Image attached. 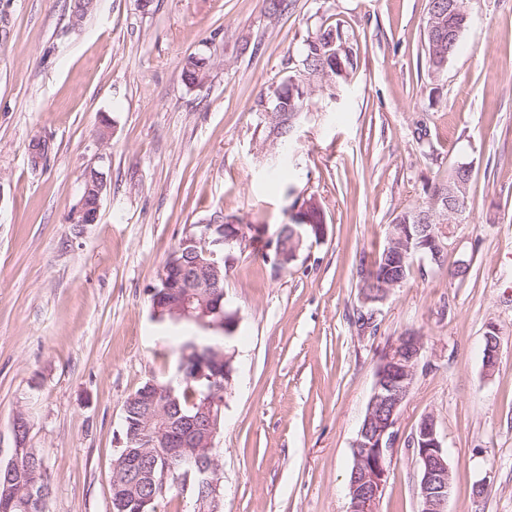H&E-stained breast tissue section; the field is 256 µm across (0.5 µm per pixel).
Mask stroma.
Masks as SVG:
<instances>
[{
    "label": "stroma",
    "instance_id": "1",
    "mask_svg": "<svg viewBox=\"0 0 512 512\" xmlns=\"http://www.w3.org/2000/svg\"><path fill=\"white\" fill-rule=\"evenodd\" d=\"M427 4L288 0L272 16L266 0H95L75 25L70 0H0V465L15 447L39 450L48 512H111L124 404L177 378L190 331L152 320L147 290L189 225L220 210L270 239L309 196L322 242L285 270L234 251L224 277L239 322L215 440L223 512H348L379 354L411 330L423 350L401 437L435 417L446 512H512V0H466L460 48L436 78ZM322 28L357 66L349 86L314 89L291 168L269 169L263 113ZM194 54L210 59L199 86L182 77ZM462 165L468 208L443 265L415 263L361 334L362 259ZM92 169L106 180L99 217L78 226ZM490 322L501 345L489 375ZM419 479L395 448L379 512H420Z\"/></svg>",
    "mask_w": 512,
    "mask_h": 512
}]
</instances>
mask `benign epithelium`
Masks as SVG:
<instances>
[{"label":"benign epithelium","instance_id":"benign-epithelium-1","mask_svg":"<svg viewBox=\"0 0 512 512\" xmlns=\"http://www.w3.org/2000/svg\"><path fill=\"white\" fill-rule=\"evenodd\" d=\"M105 187L104 178L93 174L85 181V194L100 202ZM448 224L433 225L434 215L421 212L415 228L427 240L447 248L445 239L451 237L447 225L458 222V213L449 204H442ZM292 214L298 229L294 236L303 240L308 230H313L315 240L323 239L326 225L319 223L320 209L315 202H297ZM215 224L205 219L190 226L179 247L169 256L158 274L163 288L152 286L148 294L152 297V315L159 319L165 315L181 320H192L201 325L219 330L225 337L234 332L237 313L223 307L224 291L220 290L225 252L233 249V243L242 240L246 227L232 225L233 231L220 237H212ZM396 234L390 238L386 254L393 266L404 268L412 252L413 236L410 225H395ZM188 250L196 259L188 266L179 255ZM484 339V368L495 369L500 348L499 327L490 322L486 326ZM423 349L422 338L408 333L390 341L379 355L375 370L372 394L362 425L352 444V480L348 485V512H378L377 505L383 494L388 464L400 434L398 429L401 407L407 399L416 378V366ZM234 356L225 353L216 355L196 343L183 347L179 363V381L209 382V391L201 403L194 404L189 416L172 418V408L178 404L177 388L169 383L146 384L134 399L148 407L147 417L136 431H127L120 441L124 448H137L128 461L129 468L148 479L152 486L165 490L174 468L169 459L177 456L196 473L202 488L198 501L203 512H221L223 499L221 478L215 465V440L219 434V421L224 407V393L231 383L234 372ZM414 458L420 467L418 495L420 512H446L445 506L451 490V469L448 451L442 446L437 424L432 416L421 419L418 428L408 439Z\"/></svg>","mask_w":512,"mask_h":512}]
</instances>
